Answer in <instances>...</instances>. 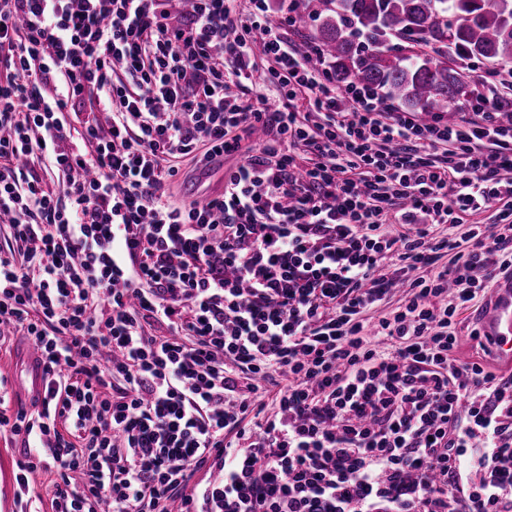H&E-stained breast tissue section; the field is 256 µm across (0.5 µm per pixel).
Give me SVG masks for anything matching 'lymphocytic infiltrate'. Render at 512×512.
Instances as JSON below:
<instances>
[{"mask_svg":"<svg viewBox=\"0 0 512 512\" xmlns=\"http://www.w3.org/2000/svg\"><path fill=\"white\" fill-rule=\"evenodd\" d=\"M166 2L0 0V214L24 250L0 253V330L47 378L37 410L0 411L18 496L39 463L54 512H512V377L459 362L455 319L512 273V74L422 120L287 36L312 0L275 21ZM228 57L276 104L229 98ZM257 132L221 194L172 202L179 158ZM491 207L466 249L441 236Z\"/></svg>","mask_w":512,"mask_h":512,"instance_id":"1","label":"lymphocytic infiltrate"}]
</instances>
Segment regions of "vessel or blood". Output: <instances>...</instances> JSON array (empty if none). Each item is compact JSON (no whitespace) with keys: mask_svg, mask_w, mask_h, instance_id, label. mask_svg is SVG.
Instances as JSON below:
<instances>
[{"mask_svg":"<svg viewBox=\"0 0 512 512\" xmlns=\"http://www.w3.org/2000/svg\"><path fill=\"white\" fill-rule=\"evenodd\" d=\"M479 339L492 353L496 364L512 371V277L497 280L478 323ZM24 371L20 387L25 400L35 401L45 390V375L35 351L22 356Z\"/></svg>","mask_w":512,"mask_h":512,"instance_id":"vessel-or-blood-1","label":"vessel or blood"}]
</instances>
